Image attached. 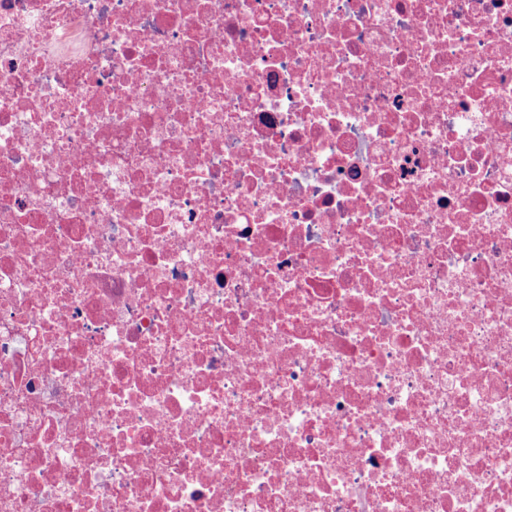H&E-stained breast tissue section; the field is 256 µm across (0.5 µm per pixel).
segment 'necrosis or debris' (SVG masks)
Listing matches in <instances>:
<instances>
[{
  "instance_id": "4bbe7bcc",
  "label": "necrosis or debris",
  "mask_w": 512,
  "mask_h": 512,
  "mask_svg": "<svg viewBox=\"0 0 512 512\" xmlns=\"http://www.w3.org/2000/svg\"><path fill=\"white\" fill-rule=\"evenodd\" d=\"M0 512H512V0H0Z\"/></svg>"
}]
</instances>
